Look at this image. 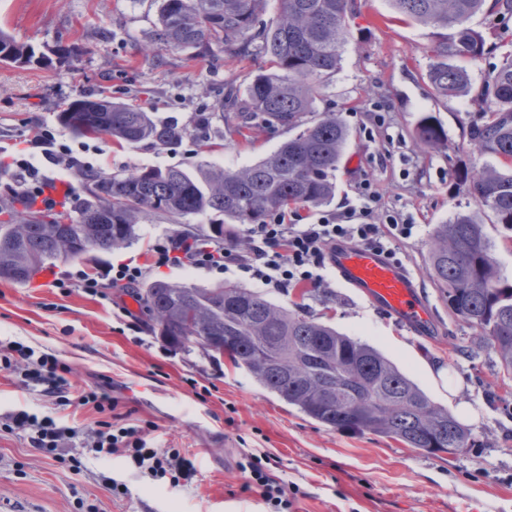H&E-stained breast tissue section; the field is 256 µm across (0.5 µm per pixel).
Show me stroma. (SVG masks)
<instances>
[{
    "mask_svg": "<svg viewBox=\"0 0 512 512\" xmlns=\"http://www.w3.org/2000/svg\"><path fill=\"white\" fill-rule=\"evenodd\" d=\"M356 2L340 66L316 102L318 111L338 114L350 131L328 209L343 211L368 182L381 193L383 208L418 224L398 256L419 282L434 325L428 335H415L337 281L269 298L379 347L450 412L471 406L477 418L467 424V452L436 458L391 438L323 426L227 359H213L198 346L163 350L130 296L102 304L78 290L62 295L56 283L78 263L56 261L46 266L51 282L0 280V343L18 341L56 356L71 367L78 388L103 387L120 411L157 424L151 444L179 449L191 477L173 487L144 477L129 459L93 457L83 451L82 436L96 427L97 413L56 406L25 387L21 372H4L0 415L18 409L51 415L79 436L68 455L54 459L32 448L26 433L0 432V512H266L259 493L240 492L237 462L246 451L270 454L277 475L299 486L293 512H512V379L502 380L482 331L449 315L427 266L436 225L477 211L457 174L473 163L466 131L480 104L471 95L447 102L433 95L426 79L430 27L393 21L389 0ZM155 21L151 0H0V29L53 60L48 68L0 65V146L32 137L38 123L61 131V106L90 94L140 105L188 131L171 147L96 138L93 161L102 174L140 167L192 172L203 164L237 170L288 138L287 130L268 125L245 138L225 130L217 100L225 86L246 87L255 66L220 51L200 60L160 49L152 40ZM470 25L493 48L468 66L478 87L500 65L494 45L512 40V26L485 14ZM202 110L209 114L203 130L194 122ZM427 113L447 131V147L426 150L418 143L417 122ZM212 222L207 214L151 216L132 246L93 253L81 264L94 270L132 258L149 266L156 235L202 233ZM203 387L210 391L204 399L196 395ZM74 455L82 458L81 471L71 467ZM110 478L124 484L125 495H112Z\"/></svg>",
    "mask_w": 512,
    "mask_h": 512,
    "instance_id": "35a3bbf8",
    "label": "stroma"
}]
</instances>
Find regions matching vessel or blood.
Here are the masks:
<instances>
[{"label":"vessel or blood","instance_id":"1","mask_svg":"<svg viewBox=\"0 0 512 512\" xmlns=\"http://www.w3.org/2000/svg\"><path fill=\"white\" fill-rule=\"evenodd\" d=\"M330 264L338 279L376 311L427 334L433 324L432 311L407 268L379 251L354 244L337 246Z\"/></svg>","mask_w":512,"mask_h":512}]
</instances>
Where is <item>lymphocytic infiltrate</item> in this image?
I'll return each instance as SVG.
<instances>
[{
    "instance_id": "1",
    "label": "lymphocytic infiltrate",
    "mask_w": 512,
    "mask_h": 512,
    "mask_svg": "<svg viewBox=\"0 0 512 512\" xmlns=\"http://www.w3.org/2000/svg\"><path fill=\"white\" fill-rule=\"evenodd\" d=\"M29 148L0 158V168L12 165L17 181L23 185L21 199L31 203L45 198L44 189L50 181L41 168L50 163L57 173L75 167L92 170L93 165L81 161L88 152L84 142H74L55 136L48 130L38 131L28 142ZM381 194L371 184H362L357 204L347 206L342 212H323L306 224L289 223L286 214H276L269 223L249 224L244 229L247 249H238L234 241L221 242L210 237H199L186 232L155 237L149 250L153 257L151 267L159 269H204L219 273L234 272L261 288L279 292L291 288L330 287L329 256L340 244L365 245L396 256L398 244L410 239L416 226L408 219L387 215L385 223L372 220L378 210ZM148 267V268H151ZM147 267L135 261L120 262L92 274L77 269L70 282L62 284L63 292L80 289L98 301H108L116 288H133L145 276ZM25 370V384L40 389L41 393L56 404L78 402L99 414L95 438L89 450L94 457H124L131 459L141 472L152 480L179 486L189 476L184 458L173 448L151 446L148 437L155 424L139 425L112 423L118 400L106 391L88 388L73 392L69 380L70 367L50 355H36L30 347L13 343L0 347V370ZM27 433L31 447L43 449L51 456H60L76 431L57 424L51 417H38L19 410L0 419V430ZM271 457L266 453H244L237 467L244 476L241 492L259 491L263 502L272 512H291L299 493L295 483L275 476L271 472Z\"/></svg>"
}]
</instances>
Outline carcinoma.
Listing matches in <instances>:
<instances>
[{
	"label": "carcinoma",
	"mask_w": 512,
	"mask_h": 512,
	"mask_svg": "<svg viewBox=\"0 0 512 512\" xmlns=\"http://www.w3.org/2000/svg\"><path fill=\"white\" fill-rule=\"evenodd\" d=\"M270 0H154V42L205 59L215 49L239 62L260 63L240 93L224 92V127L243 134L260 119L293 133L276 151L239 170L201 165L142 167L84 176L86 197L74 194L60 212L15 211L0 221V279L30 281L47 262L129 246L152 214L176 218L213 213L255 221L289 206H321L336 193V171L350 139L334 112L314 118L348 41L355 0H275L276 17L262 23ZM394 19L439 29L428 47L427 80L435 97L472 90L467 63L486 54L485 35L468 25L490 12L512 15V0H390ZM0 62L41 65L44 57L0 31ZM481 114L467 129L469 153L496 163L464 169L460 177L493 224L512 230V52L478 92ZM60 122L83 137L118 144H176L185 130L136 106L90 95L68 103ZM426 149L444 147L448 133L431 116L416 132ZM430 274L448 312L484 332L503 374L512 375V284L493 256L484 223L457 213L436 226L428 253ZM158 335L172 345L202 347L227 357L260 386L320 424L352 434L371 433L441 457L467 450L468 430L435 404L375 346L311 316L278 305L237 284L211 288L153 281L140 292Z\"/></svg>",
	"instance_id": "1"
}]
</instances>
